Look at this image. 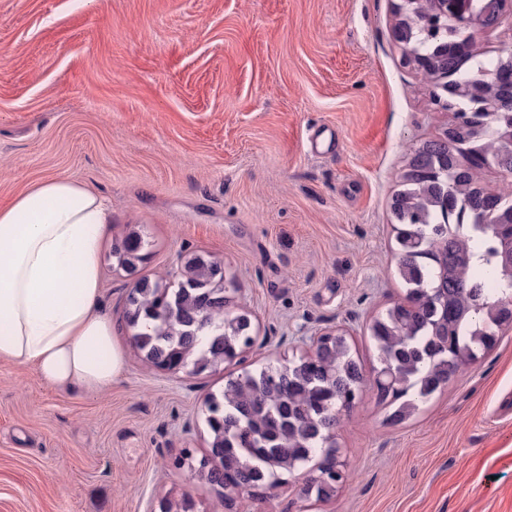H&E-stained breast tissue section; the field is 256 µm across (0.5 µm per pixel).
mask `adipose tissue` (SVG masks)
<instances>
[{"mask_svg":"<svg viewBox=\"0 0 512 512\" xmlns=\"http://www.w3.org/2000/svg\"><path fill=\"white\" fill-rule=\"evenodd\" d=\"M111 220L105 198L64 176L0 206V359L58 388L98 391L121 376L123 354L97 308Z\"/></svg>","mask_w":512,"mask_h":512,"instance_id":"1","label":"adipose tissue"}]
</instances>
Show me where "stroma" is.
Listing matches in <instances>:
<instances>
[{
    "label": "stroma",
    "mask_w": 512,
    "mask_h": 512,
    "mask_svg": "<svg viewBox=\"0 0 512 512\" xmlns=\"http://www.w3.org/2000/svg\"><path fill=\"white\" fill-rule=\"evenodd\" d=\"M395 0H0V205L65 175L112 207L100 313L125 365L98 392L0 360V512H157L217 490L179 468L206 453L207 395L301 341L349 336L364 395L336 430L346 481L329 501L281 472L240 512H512V329L394 424L373 394L367 327L404 291L390 200L409 148L451 118L402 62ZM147 238L136 273L112 246ZM223 260L258 342L197 375L143 359L135 280Z\"/></svg>",
    "instance_id": "35a3bbf8"
}]
</instances>
